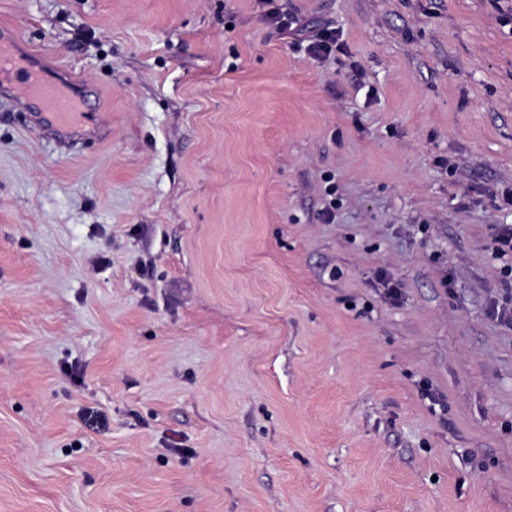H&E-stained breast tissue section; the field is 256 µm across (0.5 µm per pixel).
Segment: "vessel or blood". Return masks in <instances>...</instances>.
<instances>
[{
  "mask_svg": "<svg viewBox=\"0 0 512 512\" xmlns=\"http://www.w3.org/2000/svg\"><path fill=\"white\" fill-rule=\"evenodd\" d=\"M18 38L8 29L0 30V93L36 109L42 119L64 137H72L87 112L85 99L65 78H48L31 57L17 49Z\"/></svg>",
  "mask_w": 512,
  "mask_h": 512,
  "instance_id": "1",
  "label": "vessel or blood"
}]
</instances>
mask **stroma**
I'll return each mask as SVG.
<instances>
[{"mask_svg":"<svg viewBox=\"0 0 512 512\" xmlns=\"http://www.w3.org/2000/svg\"><path fill=\"white\" fill-rule=\"evenodd\" d=\"M275 3L0 0V512H512V0ZM266 19L282 33L289 32L296 36H303L307 33L306 27L300 25L297 17L288 13H281L277 8L268 10ZM299 39L302 42H309L307 50L313 58L326 59L336 50V32L330 28L318 30L313 35L299 37ZM18 37L7 28L0 30V93L9 92L17 100L39 112L65 138L80 130L86 115L85 99L66 78L49 79L31 57L17 49Z\"/></svg>","mask_w":512,"mask_h":512,"instance_id":"obj_1","label":"stroma"}]
</instances>
